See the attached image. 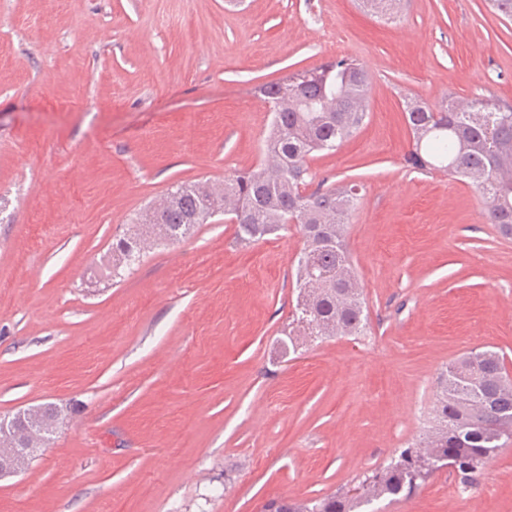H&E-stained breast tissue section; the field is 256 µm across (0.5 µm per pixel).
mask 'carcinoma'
Here are the masks:
<instances>
[{
    "mask_svg": "<svg viewBox=\"0 0 512 512\" xmlns=\"http://www.w3.org/2000/svg\"><path fill=\"white\" fill-rule=\"evenodd\" d=\"M256 92L273 112L272 130L256 168L227 178L182 183L141 212L126 237L101 264V275L140 260L162 241H178L219 214L237 224L242 243L258 241L288 224L301 226L305 248L296 276L312 288L299 289L290 336H358L366 327L358 277L345 244L357 201L354 187H318L307 193V161L351 138L367 116L371 82L367 70L339 58L316 69L293 72L260 85ZM412 147L407 166L443 170L472 183L487 203L485 219L512 239V106L472 98L467 106L448 96L433 110L406 105ZM435 424L357 485L319 499H280L274 512H364L375 501H397L446 468L462 484L475 483L487 463L512 438V375L503 355L474 349L438 377ZM38 425L20 420L9 448L43 447L45 431L59 423L52 403L34 407Z\"/></svg>",
    "mask_w": 512,
    "mask_h": 512,
    "instance_id": "obj_1",
    "label": "carcinoma"
}]
</instances>
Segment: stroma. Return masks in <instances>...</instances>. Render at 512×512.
Segmentation results:
<instances>
[{
  "mask_svg": "<svg viewBox=\"0 0 512 512\" xmlns=\"http://www.w3.org/2000/svg\"><path fill=\"white\" fill-rule=\"evenodd\" d=\"M346 57L361 128L309 161L354 185L347 226L364 335L280 344L297 225L243 244L218 215L95 274L173 186L257 166V85ZM512 105V21L487 0H0V415H65L0 483V512H262L319 498L433 424L435 380L473 348L512 370V240L469 184L408 167L404 107ZM369 512H512V441L476 487L436 473Z\"/></svg>",
  "mask_w": 512,
  "mask_h": 512,
  "instance_id": "obj_1",
  "label": "stroma"
}]
</instances>
